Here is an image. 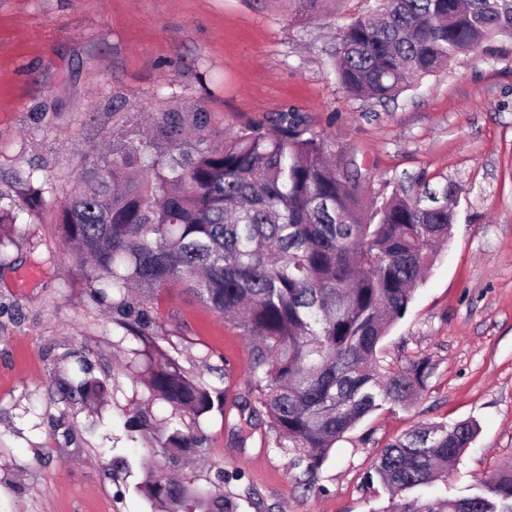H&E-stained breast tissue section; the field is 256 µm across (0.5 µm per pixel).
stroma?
Listing matches in <instances>:
<instances>
[{"label": "stroma", "instance_id": "obj_1", "mask_svg": "<svg viewBox=\"0 0 512 512\" xmlns=\"http://www.w3.org/2000/svg\"><path fill=\"white\" fill-rule=\"evenodd\" d=\"M367 7L337 0L329 17L300 20L283 0H0V201L18 212L0 248V512H153L135 485L158 459L129 447L118 422L134 403L159 418L171 409L151 399L142 341L92 297L53 212L113 132L163 112L206 113L203 135L220 145L291 109L367 200L447 184L458 199L448 244L380 344L391 368L430 358L425 390L345 434L310 490L260 433L241 446L230 431L251 374L236 325L179 286L152 302L153 341L230 389L200 422L205 453L188 480L253 489L242 512H377L388 500L375 464L414 428L479 426L435 497L512 459V40L459 54L395 99L357 97L333 72L335 29ZM32 185L54 189L34 210L23 204ZM83 365L108 392L96 412L62 393ZM116 453L132 475L112 470Z\"/></svg>", "mask_w": 512, "mask_h": 512}]
</instances>
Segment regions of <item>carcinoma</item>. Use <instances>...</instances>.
<instances>
[{
  "label": "carcinoma",
  "instance_id": "carcinoma-1",
  "mask_svg": "<svg viewBox=\"0 0 512 512\" xmlns=\"http://www.w3.org/2000/svg\"><path fill=\"white\" fill-rule=\"evenodd\" d=\"M287 2L308 19L326 10V0ZM499 36L512 38V0H374L371 14L338 28L334 72L350 95L393 99ZM189 125L202 131L205 115L189 123L164 112L149 128L131 123L112 136L56 224L90 266L93 297L126 330L148 329V305L173 284L235 322L252 357L249 417L266 414L268 444L308 486L363 417L404 407L426 388L430 358L386 370L377 347L448 239L457 192L444 186L435 206L394 193L367 222L359 183L337 170L296 113L219 148L186 136ZM140 354L150 361V395L171 413L125 415L126 440L162 459L136 489L155 512H241L250 493L172 477L204 450L198 424L223 409L225 392L187 375L154 343ZM67 394L97 409L106 402L105 387L89 379ZM476 433L469 421L424 426L384 448L375 473L389 493L385 512H512V465L480 493L412 495L453 467Z\"/></svg>",
  "mask_w": 512,
  "mask_h": 512
}]
</instances>
